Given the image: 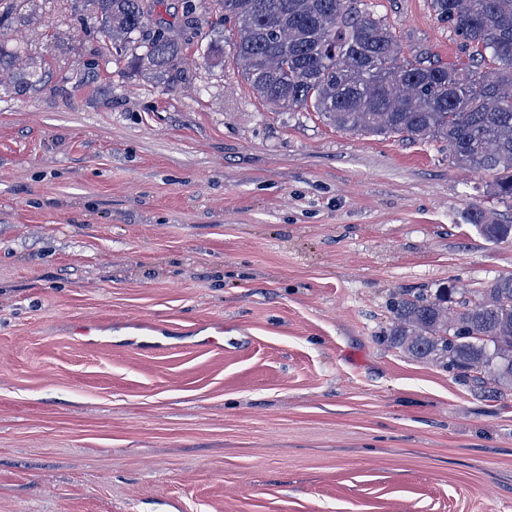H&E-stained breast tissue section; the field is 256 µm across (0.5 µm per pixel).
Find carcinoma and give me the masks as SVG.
<instances>
[{"label": "carcinoma", "mask_w": 512, "mask_h": 512, "mask_svg": "<svg viewBox=\"0 0 512 512\" xmlns=\"http://www.w3.org/2000/svg\"><path fill=\"white\" fill-rule=\"evenodd\" d=\"M102 34L125 51L146 35L141 70L182 60L171 24L153 20L162 0H89ZM436 19L463 41L468 61L404 57L366 0H183L184 25L215 14L235 30L232 53L263 101L310 108L337 128L400 135L448 146L454 166L494 173V195L512 202V0H429ZM471 224L488 241L512 239L474 209ZM386 341L438 364L494 397L512 395V276L471 290L454 285L391 305Z\"/></svg>", "instance_id": "carcinoma-1"}]
</instances>
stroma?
I'll list each match as a JSON object with an SVG mask.
<instances>
[{"instance_id": "1", "label": "stroma", "mask_w": 512, "mask_h": 512, "mask_svg": "<svg viewBox=\"0 0 512 512\" xmlns=\"http://www.w3.org/2000/svg\"><path fill=\"white\" fill-rule=\"evenodd\" d=\"M367 2L464 59L428 0ZM36 13H0L46 64L0 85V512H512V396L384 340L394 294L512 275L493 173L273 108L224 26L143 73L87 0ZM470 221L476 230L488 241L498 242L512 239V224H498L490 220L480 208H474Z\"/></svg>"}]
</instances>
